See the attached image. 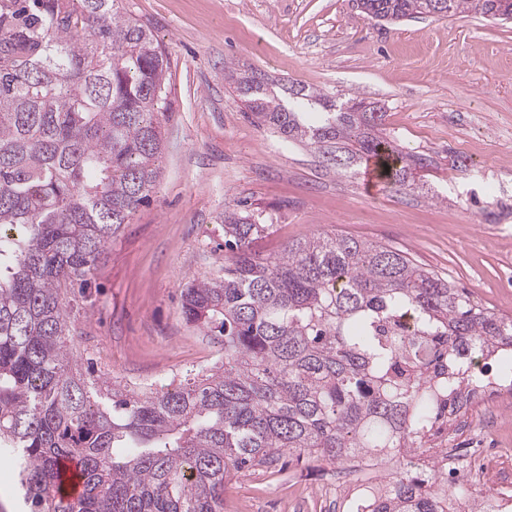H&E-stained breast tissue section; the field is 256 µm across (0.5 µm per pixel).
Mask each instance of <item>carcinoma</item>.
Masks as SVG:
<instances>
[{
	"mask_svg": "<svg viewBox=\"0 0 512 512\" xmlns=\"http://www.w3.org/2000/svg\"><path fill=\"white\" fill-rule=\"evenodd\" d=\"M427 0H359L386 22ZM438 16L512 19V0H443ZM117 0H0V456L20 450L21 512H221L224 483L296 454L395 458L372 512H441L408 465L441 404L512 383V318L406 252L314 233L274 256L270 225L224 209V269L182 291L186 322L223 345L174 389L128 392L83 371L70 289L149 200L169 111L168 55ZM262 126L346 174L381 160L396 191L430 157L382 136V107L300 83L230 76ZM84 492L56 495L64 462Z\"/></svg>",
	"mask_w": 512,
	"mask_h": 512,
	"instance_id": "obj_1",
	"label": "carcinoma"
}]
</instances>
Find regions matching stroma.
Wrapping results in <instances>:
<instances>
[{
  "label": "stroma",
  "instance_id": "stroma-1",
  "mask_svg": "<svg viewBox=\"0 0 512 512\" xmlns=\"http://www.w3.org/2000/svg\"><path fill=\"white\" fill-rule=\"evenodd\" d=\"M171 63L159 177L149 201L107 245L70 313L73 342L104 380L180 382L172 358L217 353L184 320L185 283L224 266L225 207L271 229L263 254L318 233L408 251L493 312L512 317V24L466 12L393 24L358 0H119ZM294 81L343 102L383 105V134L432 164L418 187L385 180L366 191V164L337 173L314 149L284 142L248 118L227 68ZM496 464L512 440V409L478 408L456 447ZM275 475L245 472L224 486L222 512H342L318 498L340 469L294 455Z\"/></svg>",
  "mask_w": 512,
  "mask_h": 512
}]
</instances>
